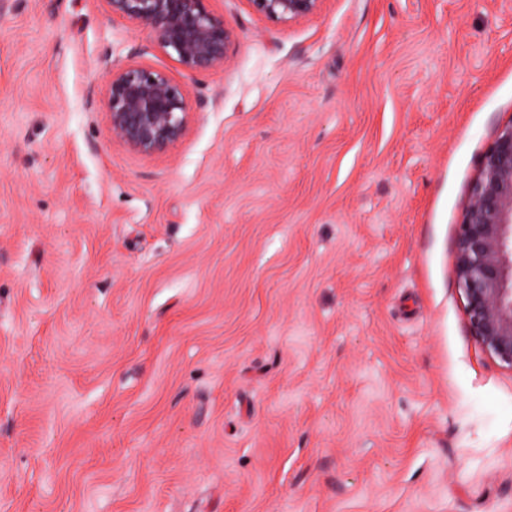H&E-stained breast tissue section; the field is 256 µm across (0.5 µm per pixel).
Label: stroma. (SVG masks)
<instances>
[{
  "label": "stroma",
  "instance_id": "stroma-1",
  "mask_svg": "<svg viewBox=\"0 0 512 512\" xmlns=\"http://www.w3.org/2000/svg\"><path fill=\"white\" fill-rule=\"evenodd\" d=\"M186 71L102 0H0V512H512V369L456 236L512 0H209ZM190 108L112 135L108 61ZM324 0H249L253 9L269 18L296 22L317 13Z\"/></svg>",
  "mask_w": 512,
  "mask_h": 512
}]
</instances>
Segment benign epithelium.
<instances>
[{"label":"benign epithelium","instance_id":"obj_1","mask_svg":"<svg viewBox=\"0 0 512 512\" xmlns=\"http://www.w3.org/2000/svg\"><path fill=\"white\" fill-rule=\"evenodd\" d=\"M109 12L146 25L189 72L224 65L232 32L206 0H104ZM269 18L296 22L323 0H249ZM101 92L113 137L141 154L173 149L185 134L188 104L164 73L114 64ZM456 275L472 336L512 369V119L484 152L456 238Z\"/></svg>","mask_w":512,"mask_h":512}]
</instances>
